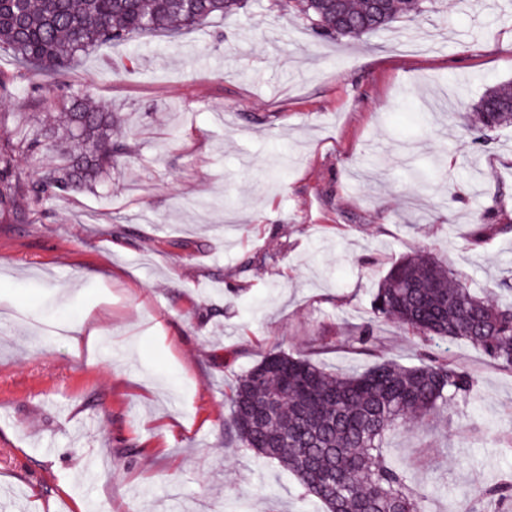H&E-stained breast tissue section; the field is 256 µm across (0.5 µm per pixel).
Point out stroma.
Wrapping results in <instances>:
<instances>
[{
    "mask_svg": "<svg viewBox=\"0 0 512 512\" xmlns=\"http://www.w3.org/2000/svg\"><path fill=\"white\" fill-rule=\"evenodd\" d=\"M502 82L512 0H437L359 39L243 0L83 58L50 97L111 105L121 152L0 223V512H323L227 425L229 386L273 350L343 373L434 352L477 395L388 436L390 456L415 461L427 512L512 476V371L372 315L408 256L482 297L512 275V126L465 134ZM40 109L17 78L0 129L25 137ZM84 315L100 337L76 347L57 330Z\"/></svg>",
    "mask_w": 512,
    "mask_h": 512,
    "instance_id": "35a3bbf8",
    "label": "stroma"
}]
</instances>
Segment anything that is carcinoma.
Returning <instances> with one entry per match:
<instances>
[{
  "label": "carcinoma",
  "mask_w": 512,
  "mask_h": 512,
  "mask_svg": "<svg viewBox=\"0 0 512 512\" xmlns=\"http://www.w3.org/2000/svg\"><path fill=\"white\" fill-rule=\"evenodd\" d=\"M318 34L359 37L385 30L398 17L423 12L425 0H289ZM242 0H0V46L23 76L48 90L99 46L143 35L171 34L240 8ZM512 83L489 87L471 105L470 134L512 124ZM63 121L45 115L36 136H0V220L33 223L35 205L79 193L112 168V108L86 96L62 105ZM57 157L33 177L22 159ZM509 293L484 300L447 265L431 257L401 260L383 277L373 300L375 320H392L424 338L464 340L512 370V282ZM467 371L433 357L415 366L382 360L352 373L331 372L311 356L270 352L229 388L228 422L240 447L277 462L300 481L303 496L326 512H424L413 487V464L390 458L386 436L425 422L471 397ZM486 512L512 500L505 481L474 492Z\"/></svg>",
  "instance_id": "obj_1"
}]
</instances>
